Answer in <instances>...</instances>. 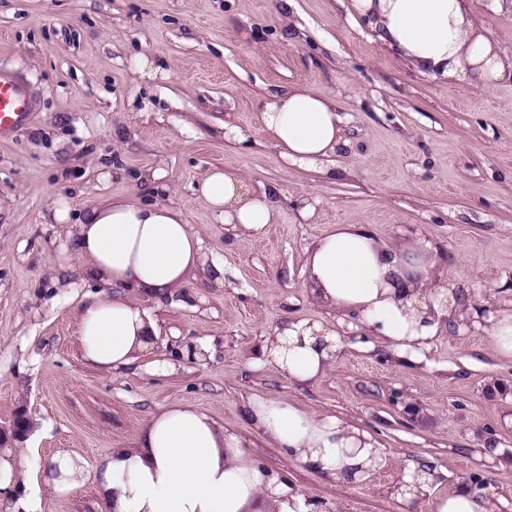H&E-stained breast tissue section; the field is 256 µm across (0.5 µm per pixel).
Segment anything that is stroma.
<instances>
[{
  "mask_svg": "<svg viewBox=\"0 0 512 512\" xmlns=\"http://www.w3.org/2000/svg\"><path fill=\"white\" fill-rule=\"evenodd\" d=\"M348 0H0V65L28 77L37 95L29 125L0 137V426L25 413L35 431L0 449L16 467L15 497L35 512H97L91 483L54 494L43 466L66 452L87 463L132 444L159 407L200 408L255 446L315 512H428L477 473L512 502V358L461 323L443 331L421 364L345 349L299 388L254 352L283 319L327 318L308 297L305 257L339 224H368L387 243L427 237L439 251L438 285L465 288L488 314L512 308V85H451L413 71L352 19ZM490 37L512 57V12L470 0ZM142 53L165 72L148 82L131 68ZM304 86L332 95L350 145L328 178L286 162L256 130L262 98ZM247 135L227 139L223 126ZM231 165L247 187L282 192L262 238L224 223L196 185ZM167 200L183 208L223 285L189 279L165 299L154 351L174 369L143 363L103 373L76 350L83 280L73 220L107 195ZM71 220L51 218L56 198ZM311 206L314 214L303 217ZM205 343L208 355L189 358ZM268 394L333 415L380 443L383 461L358 483L332 485L255 434L241 398ZM411 461L439 481L407 503L394 492Z\"/></svg>",
  "mask_w": 512,
  "mask_h": 512,
  "instance_id": "stroma-1",
  "label": "stroma"
}]
</instances>
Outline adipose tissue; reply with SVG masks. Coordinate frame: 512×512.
<instances>
[{"label": "adipose tissue", "instance_id": "1", "mask_svg": "<svg viewBox=\"0 0 512 512\" xmlns=\"http://www.w3.org/2000/svg\"><path fill=\"white\" fill-rule=\"evenodd\" d=\"M378 42L399 50L420 74L455 84H512V61L479 26L468 0H351ZM260 132L270 135L292 164L332 171L347 145L341 114L326 94L294 87L263 102ZM199 193L225 223L261 237L280 207L277 188L245 190L231 167L210 170ZM74 252L87 294L78 314L82 360L113 372L153 351L163 298L204 269V242L181 207L100 198L76 224ZM438 254L418 237L391 246L367 224H339L318 238L306 265L314 304L332 320H284L260 346L261 358L290 383L314 382L341 356L338 331L355 321L399 361L418 364L422 353L466 299L463 289L435 287ZM138 301L126 298V291ZM244 413L267 443L281 448L326 481L363 480L382 460L367 431L334 416L253 394ZM60 495L91 481L99 512H311L304 496L257 460L236 432L193 406L160 408L131 447L111 449L94 464L60 453L47 469ZM498 498L462 486L433 497L429 512H498Z\"/></svg>", "mask_w": 512, "mask_h": 512}]
</instances>
